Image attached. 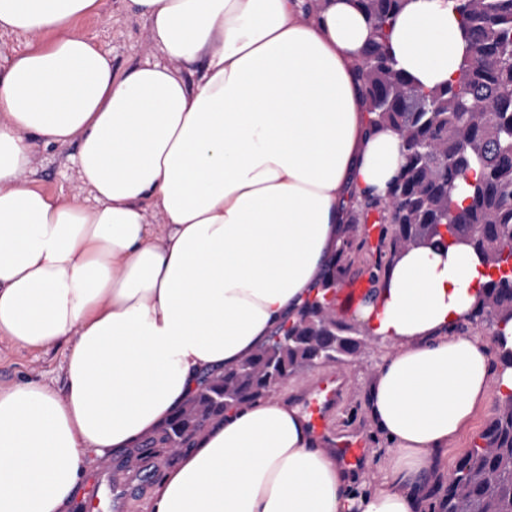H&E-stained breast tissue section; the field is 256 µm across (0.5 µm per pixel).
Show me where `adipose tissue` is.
<instances>
[{
  "instance_id": "obj_1",
  "label": "adipose tissue",
  "mask_w": 512,
  "mask_h": 512,
  "mask_svg": "<svg viewBox=\"0 0 512 512\" xmlns=\"http://www.w3.org/2000/svg\"><path fill=\"white\" fill-rule=\"evenodd\" d=\"M130 2L161 58L118 73L75 26L99 0H0V31L34 39L0 73V335L65 349L63 394L0 387V512H64L88 453L136 446L295 317L352 195L387 196L404 162L369 129L353 0ZM387 38L426 88L465 52L446 0H408ZM39 142L78 144L94 205L30 184ZM487 280L467 246L414 248L356 308L394 346L368 394L388 443L374 489L272 396L209 428L152 512H421L440 451L512 390L493 336L465 329Z\"/></svg>"
}]
</instances>
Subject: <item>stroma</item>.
Instances as JSON below:
<instances>
[{"mask_svg": "<svg viewBox=\"0 0 512 512\" xmlns=\"http://www.w3.org/2000/svg\"><path fill=\"white\" fill-rule=\"evenodd\" d=\"M77 29L92 39L112 58V67L121 72L148 61L159 60L160 54L148 37V22L128 6V0H101L97 14L77 21ZM76 145L38 146L35 168L29 175L32 184L50 193H61L88 200L72 158ZM391 350L390 344L370 342L365 353L345 366L348 386L341 404L331 417L335 431L359 430L370 442L372 452L365 470L351 474L356 491L373 488L383 464L386 441L373 428L368 414L367 389L382 358ZM63 348L36 351L21 348L0 337V384L7 386L19 381H42L52 384L56 391L64 389ZM111 461L119 476L136 474L130 486L124 512H151V503L164 475L175 470L183 457L163 448H122L108 458L89 454L86 475H93L102 461Z\"/></svg>", "mask_w": 512, "mask_h": 512, "instance_id": "1", "label": "stroma"}]
</instances>
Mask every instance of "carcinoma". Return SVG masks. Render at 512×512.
<instances>
[{"mask_svg": "<svg viewBox=\"0 0 512 512\" xmlns=\"http://www.w3.org/2000/svg\"><path fill=\"white\" fill-rule=\"evenodd\" d=\"M373 34L356 70L373 127L391 128L404 157L389 194L353 196L343 247L327 280L295 320L281 325L237 367L204 373L183 406L145 448L191 445L227 411L254 403L305 368L344 363L364 352L361 331L336 317L329 281L343 271L362 215L392 213L380 225L379 258L461 242L489 270L478 324L502 335L512 321V0H446L461 20L466 51L457 76L423 89L401 70L387 30L407 0H356ZM433 512H512V392L457 467L443 477Z\"/></svg>", "mask_w": 512, "mask_h": 512, "instance_id": "obj_1", "label": "carcinoma"}]
</instances>
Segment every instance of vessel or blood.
<instances>
[{
    "label": "vessel or blood",
    "mask_w": 512,
    "mask_h": 512,
    "mask_svg": "<svg viewBox=\"0 0 512 512\" xmlns=\"http://www.w3.org/2000/svg\"><path fill=\"white\" fill-rule=\"evenodd\" d=\"M344 383L345 377L339 371L320 376L299 404L311 436L331 448L344 468L360 472L371 453L368 441L355 431L335 432L328 423L330 413L339 402ZM128 486V481L113 480L111 467H99L86 493L88 512H98L101 502H104L102 492L106 489L114 493L113 499L107 501L110 508L119 512L122 502L120 494Z\"/></svg>",
    "instance_id": "1"
}]
</instances>
